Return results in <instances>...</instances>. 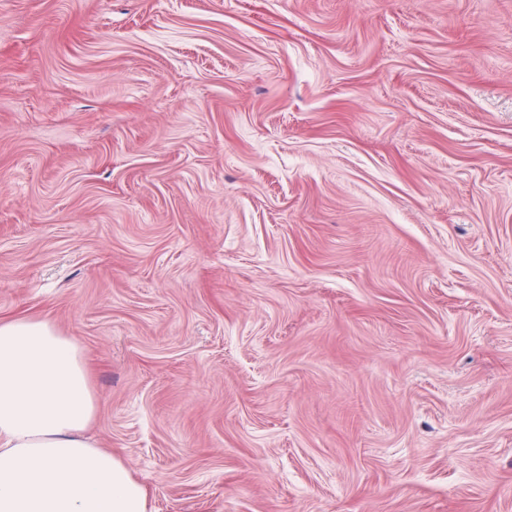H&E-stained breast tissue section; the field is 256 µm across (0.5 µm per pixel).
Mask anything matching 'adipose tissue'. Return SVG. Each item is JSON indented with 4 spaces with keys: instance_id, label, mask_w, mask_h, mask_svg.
<instances>
[{
    "instance_id": "obj_1",
    "label": "adipose tissue",
    "mask_w": 512,
    "mask_h": 512,
    "mask_svg": "<svg viewBox=\"0 0 512 512\" xmlns=\"http://www.w3.org/2000/svg\"><path fill=\"white\" fill-rule=\"evenodd\" d=\"M96 410L71 337L0 319V512H152L125 461L87 436Z\"/></svg>"
}]
</instances>
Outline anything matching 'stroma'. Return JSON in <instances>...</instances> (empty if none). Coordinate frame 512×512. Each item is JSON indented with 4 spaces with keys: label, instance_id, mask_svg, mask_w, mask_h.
<instances>
[{
    "label": "stroma",
    "instance_id": "35a3bbf8",
    "mask_svg": "<svg viewBox=\"0 0 512 512\" xmlns=\"http://www.w3.org/2000/svg\"><path fill=\"white\" fill-rule=\"evenodd\" d=\"M152 512H512V0H0V318Z\"/></svg>",
    "mask_w": 512,
    "mask_h": 512
}]
</instances>
